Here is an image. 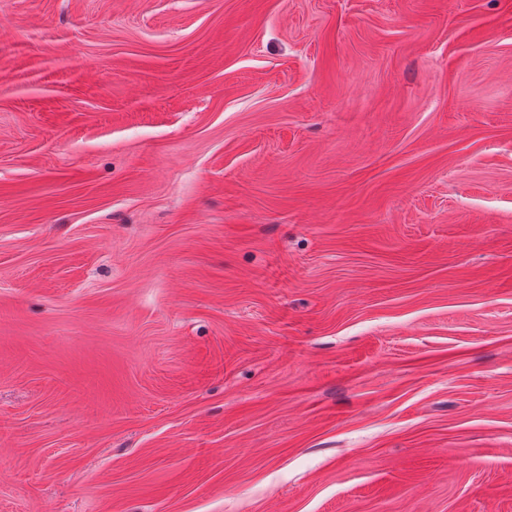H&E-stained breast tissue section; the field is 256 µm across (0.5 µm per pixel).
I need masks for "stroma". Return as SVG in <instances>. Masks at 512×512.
<instances>
[{
  "mask_svg": "<svg viewBox=\"0 0 512 512\" xmlns=\"http://www.w3.org/2000/svg\"><path fill=\"white\" fill-rule=\"evenodd\" d=\"M0 512H512V0H0Z\"/></svg>",
  "mask_w": 512,
  "mask_h": 512,
  "instance_id": "obj_1",
  "label": "stroma"
}]
</instances>
